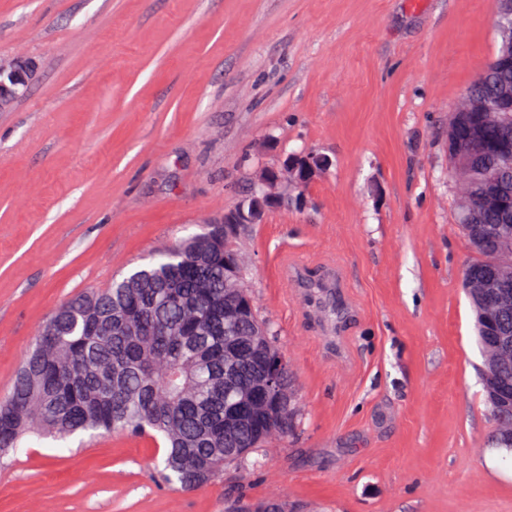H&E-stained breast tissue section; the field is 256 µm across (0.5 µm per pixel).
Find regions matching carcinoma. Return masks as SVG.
<instances>
[{
  "mask_svg": "<svg viewBox=\"0 0 512 512\" xmlns=\"http://www.w3.org/2000/svg\"><path fill=\"white\" fill-rule=\"evenodd\" d=\"M505 89H512V68L487 63L469 92L492 101ZM448 156L456 167L469 164L472 195L492 178L512 187V120L487 133L478 113H454ZM247 228L207 224L110 287L56 309L0 401V454L31 436L63 445L89 431L159 436L166 479L193 490L290 433L295 402L273 393L242 421L224 422V400L251 390L281 356L274 333L251 334L262 324L256 311L241 312L251 301L245 268L230 264ZM461 228L474 253L461 286L475 308L485 358L491 443L512 452V296L491 327L484 320L488 295L477 287L492 268L512 277V223L497 209L479 208Z\"/></svg>",
  "mask_w": 512,
  "mask_h": 512,
  "instance_id": "cac0c4a2",
  "label": "carcinoma"
}]
</instances>
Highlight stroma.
Segmentation results:
<instances>
[{"mask_svg": "<svg viewBox=\"0 0 512 512\" xmlns=\"http://www.w3.org/2000/svg\"><path fill=\"white\" fill-rule=\"evenodd\" d=\"M499 40L491 0H0V59L38 66L0 111V400L60 305L232 209L302 147L331 165L239 241L299 402L293 433L194 490L149 437L0 455V512H512L489 445L473 254L448 120ZM335 267L345 311L280 275Z\"/></svg>", "mask_w": 512, "mask_h": 512, "instance_id": "1", "label": "stroma"}]
</instances>
